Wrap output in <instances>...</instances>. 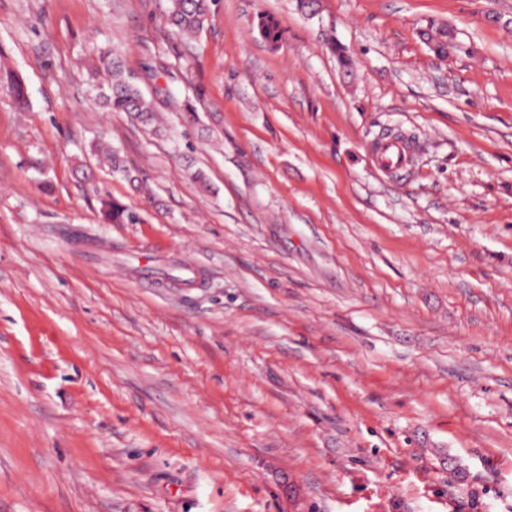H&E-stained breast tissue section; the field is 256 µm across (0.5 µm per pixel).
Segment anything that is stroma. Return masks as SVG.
I'll list each match as a JSON object with an SVG mask.
<instances>
[{
	"label": "stroma",
	"mask_w": 512,
	"mask_h": 512,
	"mask_svg": "<svg viewBox=\"0 0 512 512\" xmlns=\"http://www.w3.org/2000/svg\"><path fill=\"white\" fill-rule=\"evenodd\" d=\"M212 11L0 0V512H512V0ZM112 47L160 133L94 103ZM97 137L143 223L87 196ZM169 26L182 38L196 37L211 21L209 0H168ZM420 35L436 56L447 57L451 49H460L453 30L444 24L432 21L421 30ZM0 88L9 94L18 108H26L28 103L27 87L18 73L13 70L0 69ZM377 167L386 174L405 168L409 161L404 139L389 137L383 140L373 154ZM99 165L106 166L112 174H117L129 182H139V177L125 165L121 153L112 147L100 144L96 148Z\"/></svg>",
	"instance_id": "35a3bbf8"
}]
</instances>
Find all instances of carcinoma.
I'll list each match as a JSON object with an SVG mask.
<instances>
[{"mask_svg": "<svg viewBox=\"0 0 512 512\" xmlns=\"http://www.w3.org/2000/svg\"><path fill=\"white\" fill-rule=\"evenodd\" d=\"M166 17L169 26L182 38L196 37L211 21L209 0H168ZM258 29L261 37L273 48L280 45L282 35L277 26L268 19H260ZM420 35L428 48L439 57H446L450 50H458L456 36L444 24L430 22ZM94 87L97 90L95 102L113 112H124L131 119L151 125L156 120L153 100L124 73L120 56L112 51L98 52L97 64L93 70ZM0 88L5 90L15 105L24 109L28 103L27 87L18 73L0 69ZM99 165L108 167L129 182L139 181L138 175L125 165L121 153L112 147L100 144L96 148ZM80 179L87 193L98 200L104 219L112 224H139L141 214L120 202L102 194V187L94 172L89 168L78 169Z\"/></svg>", "mask_w": 512, "mask_h": 512, "instance_id": "cac0c4a2", "label": "carcinoma"}]
</instances>
